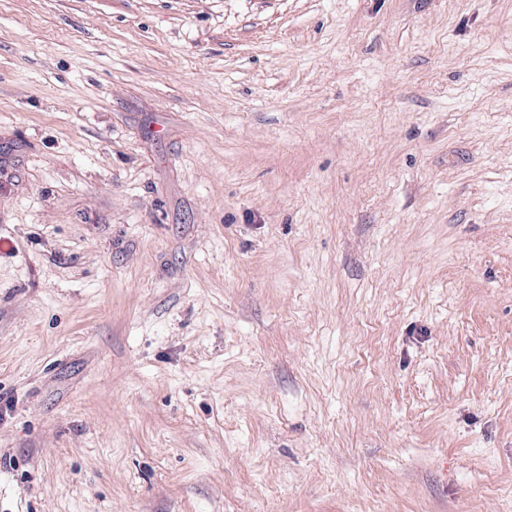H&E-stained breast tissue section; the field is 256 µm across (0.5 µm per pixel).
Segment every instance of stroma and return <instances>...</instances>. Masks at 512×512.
Instances as JSON below:
<instances>
[{"instance_id":"1","label":"stroma","mask_w":512,"mask_h":512,"mask_svg":"<svg viewBox=\"0 0 512 512\" xmlns=\"http://www.w3.org/2000/svg\"><path fill=\"white\" fill-rule=\"evenodd\" d=\"M0 512H512V0H0Z\"/></svg>"}]
</instances>
